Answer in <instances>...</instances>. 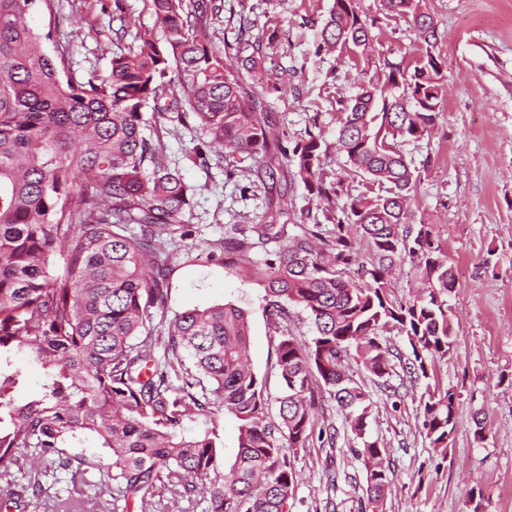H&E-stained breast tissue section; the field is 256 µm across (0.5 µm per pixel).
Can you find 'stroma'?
<instances>
[{
    "instance_id": "stroma-1",
    "label": "stroma",
    "mask_w": 512,
    "mask_h": 512,
    "mask_svg": "<svg viewBox=\"0 0 512 512\" xmlns=\"http://www.w3.org/2000/svg\"><path fill=\"white\" fill-rule=\"evenodd\" d=\"M257 15L259 27L283 31L265 67L283 73L286 92L275 101L271 121L299 139L320 119L327 142H335L336 100L355 94L356 86L382 70L385 61L409 63L421 42L405 19L383 18L381 0H358L360 11L382 17L367 60L347 55L315 56L318 24L333 0H233ZM440 41L437 47L447 76L443 106L429 136L405 142L403 152L421 172L413 208L434 224L443 241L457 286L448 304L459 319L457 339L436 373L441 386L460 395L459 424L446 455L431 447L422 426L419 399L426 383L394 369L388 379L370 375L359 360L348 371L369 392L373 411L368 434L388 451L393 478L385 512H472L469 491L481 494L482 512H512V0H422ZM33 29H52L57 44H72L71 65L109 76V56L101 44L113 29L129 34L155 29L146 0H123L121 17L100 0H52L26 18ZM167 156L197 195L189 213L192 234L169 247L170 313L234 302L249 312L250 360L267 382L270 411H278L280 380L274 347L278 335L266 309L264 289L225 264L219 245L234 224H251L266 211L270 196H281L288 211V232L295 235L325 217L302 183L256 188L241 197L246 173L228 182L224 171L195 159L193 127L167 120L151 122ZM486 418L487 437L476 443L471 416ZM338 428L335 445L318 430ZM344 415L327 399L306 448L291 452L297 474L292 512H364L366 473L349 451L352 435ZM216 427L225 463L237 452V423L220 410L183 422L191 437Z\"/></svg>"
}]
</instances>
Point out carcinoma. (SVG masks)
Here are the masks:
<instances>
[{"label": "carcinoma", "instance_id": "carcinoma-1", "mask_svg": "<svg viewBox=\"0 0 512 512\" xmlns=\"http://www.w3.org/2000/svg\"><path fill=\"white\" fill-rule=\"evenodd\" d=\"M226 2L148 0L160 34L146 31L127 43V30H115L111 75L101 78L72 68L69 45L53 56L42 49L52 30H34L26 16L51 7L50 0H0L1 504L27 507L17 472L34 483L46 463L81 470L87 461L64 458L61 448L90 432L107 451L108 462L95 467L115 503L143 501L165 480L178 498L206 503L203 512H291L296 475L288 450L306 447L325 392L345 413L355 440L350 452L364 463L368 512H383L391 463L380 441L366 436L373 403L344 361L354 355L372 375H391L401 353L380 335L395 330L412 349L403 370L433 379L436 362L456 341L447 300L455 273L435 226L413 210L421 174L401 150L431 133L443 103L438 32L421 0H382L384 14L410 20L425 47L412 64L387 61L383 78L336 99L332 146L345 155L349 174L385 189L352 195L344 178L325 172L332 146L314 132L317 125L297 140L285 128L271 134L268 96L281 97L283 85L270 78L256 94L246 83L281 42L278 30L254 35L256 21L241 17L224 49L209 40L202 20L225 9L234 14ZM377 23L357 0H334L315 55L345 47L354 51L350 61L367 58ZM172 73L182 97L162 105ZM150 105L159 118L172 113L183 125L194 119V153L215 159L226 180L237 176L245 155L263 184L303 183L333 224L290 236L278 223L285 212L270 202L258 223L224 237L225 260L247 266L278 319L277 424L249 361L247 310L227 302L167 318L163 255L172 240L165 236L178 229L187 237L196 188L170 165L164 145L143 134ZM359 237L370 245L369 267L359 262ZM256 248L263 258L251 256ZM58 254L67 260L61 273L53 269ZM407 259L423 290L402 303L392 297L390 275ZM290 305L307 313L311 339L288 330ZM162 325L167 337L158 360L155 332ZM24 350L49 381L41 396L20 400L23 372L11 354ZM176 366L178 387L169 381ZM209 404L237 421L227 474L216 428L194 437L179 431L192 409ZM419 407L431 447L446 456L458 424L457 394L428 384Z\"/></svg>", "mask_w": 512, "mask_h": 512}]
</instances>
